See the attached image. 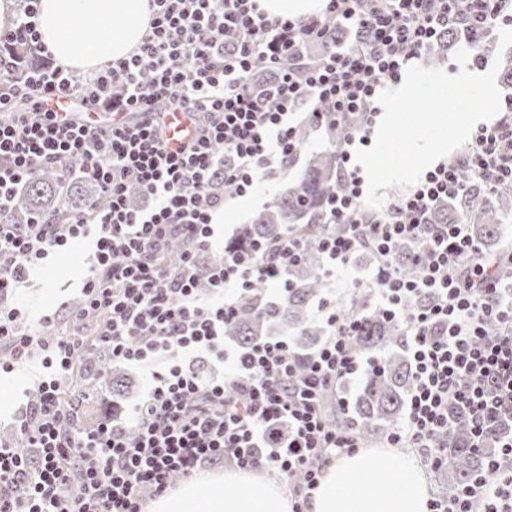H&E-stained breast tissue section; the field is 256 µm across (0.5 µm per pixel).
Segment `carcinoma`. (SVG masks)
<instances>
[{
  "label": "carcinoma",
  "mask_w": 512,
  "mask_h": 512,
  "mask_svg": "<svg viewBox=\"0 0 512 512\" xmlns=\"http://www.w3.org/2000/svg\"><path fill=\"white\" fill-rule=\"evenodd\" d=\"M336 152L328 149L308 158L306 168L292 186L276 196L257 212L245 228L243 237L249 241L272 242L285 232H294L314 239L334 227L326 224L327 201L338 187L336 180ZM512 198V184L499 185L492 194L479 186L467 187L455 200L441 202L429 215L431 224L468 225L474 241L485 244L500 235V210L497 202ZM104 204V197L96 182L84 177L63 180L55 169L47 167L34 175L14 196V205L6 215L13 224H28L36 216L50 217L62 222L68 214L85 210L88 204ZM417 248L405 244L395 260L399 269L408 275L417 273ZM291 288L275 301L265 303L260 284L246 295L234 321L224 327V337L232 340L240 350L249 349L257 340L270 335L279 327L294 333L299 346L309 348L323 335L324 329L313 317V305L326 288L322 275V258L311 251L299 265L289 271ZM361 319L353 339L357 352H383V369L369 374L355 401V410L363 437L367 438L386 429V423L395 422L404 409L405 397L412 383L410 364L405 355L392 350L399 343L401 324L387 318L381 311L368 308L363 301L354 308ZM88 369L83 379L84 392L93 394L102 380L112 378V391L128 390V383L120 374L110 372L111 364L102 352L89 350L80 355ZM470 431L459 422L441 435V443L448 448V462L444 466L450 477L440 485L442 494L451 496L460 486L479 473L487 456L494 452L470 447Z\"/></svg>",
  "instance_id": "carcinoma-1"
}]
</instances>
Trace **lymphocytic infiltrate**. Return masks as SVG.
Masks as SVG:
<instances>
[{"mask_svg": "<svg viewBox=\"0 0 512 512\" xmlns=\"http://www.w3.org/2000/svg\"><path fill=\"white\" fill-rule=\"evenodd\" d=\"M25 2L0 31L1 44L24 37L39 62L25 72L21 59L0 55V345L17 362L42 345L40 330L18 332L9 298L33 267L78 239L90 242L93 256L84 308L73 319L95 314L101 323L95 337L71 334L52 344L42 363L50 375L17 416L15 444L0 445V512H143L146 498L165 493L174 477L227 458L286 476L293 512H303L322 467L360 446L345 387L382 363L354 350L357 316L327 304L320 307L327 335L305 352L283 335L232 350L224 326L257 284L286 291L287 270L308 251L321 254L330 274L364 249L375 257L367 299L402 318L413 376L404 421L388 442L421 449L435 470L447 458L438 436L465 421L473 447L491 441L497 451L456 497L431 500L429 512H512V266L480 259L463 225L428 221L432 206L466 183L492 191L512 181V99L496 124L476 129L462 157L429 170L386 211L365 207L361 180L348 170L351 146L368 142L380 90L399 83L418 51L457 25L512 27V0H326L321 15L305 20L268 17L255 0H150L154 18L139 49L78 83L44 53L39 0ZM339 27L355 32L352 44L254 83L257 57L277 63L299 45L328 42ZM59 96L111 120L61 118L47 106ZM172 112L185 114L187 139L174 140ZM304 126L345 131L336 145L340 187L327 208L340 232L312 241L287 233L270 246L225 249L210 264L209 292H200L195 271L212 245L218 206L285 175L303 149ZM42 167L64 177L80 169L98 182L105 205L62 224L8 223L16 189ZM219 167L222 193L200 204ZM133 184L146 205L129 206ZM174 238L184 249L173 265L166 247ZM405 241L420 247L419 275L395 265ZM491 319L502 331L489 338ZM90 348L152 371L149 394L126 421L87 427L60 397L76 355ZM329 402L345 424L328 417ZM275 421L287 424L288 439L261 455ZM31 448L40 452L34 466Z\"/></svg>", "mask_w": 512, "mask_h": 512, "instance_id": "f902f5d3", "label": "lymphocytic infiltrate"}]
</instances>
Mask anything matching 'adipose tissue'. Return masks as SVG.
Listing matches in <instances>:
<instances>
[{"instance_id": "adipose-tissue-1", "label": "adipose tissue", "mask_w": 512, "mask_h": 512, "mask_svg": "<svg viewBox=\"0 0 512 512\" xmlns=\"http://www.w3.org/2000/svg\"><path fill=\"white\" fill-rule=\"evenodd\" d=\"M148 0H40V40L66 70L91 73L134 53L149 34ZM382 484L366 492L365 484ZM430 488L419 458L363 448L325 465L307 512H428ZM284 482L259 470L227 469L189 479L148 502L146 512H291Z\"/></svg>"}]
</instances>
